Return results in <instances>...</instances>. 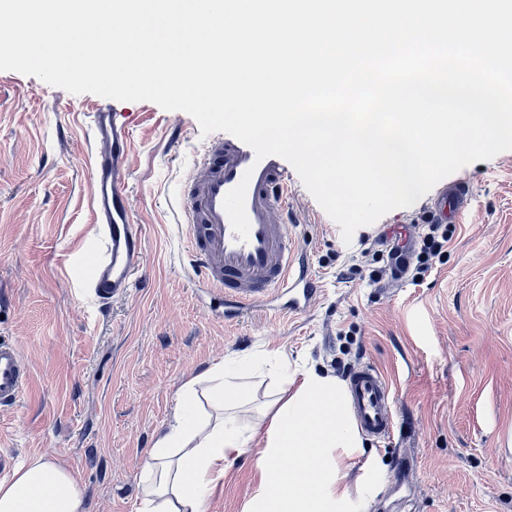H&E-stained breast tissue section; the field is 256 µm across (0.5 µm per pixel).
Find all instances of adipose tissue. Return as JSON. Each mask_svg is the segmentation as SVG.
Returning a JSON list of instances; mask_svg holds the SVG:
<instances>
[{"label":"adipose tissue","mask_w":512,"mask_h":512,"mask_svg":"<svg viewBox=\"0 0 512 512\" xmlns=\"http://www.w3.org/2000/svg\"><path fill=\"white\" fill-rule=\"evenodd\" d=\"M213 413L196 409L197 381L189 379L168 427L160 432L139 478L138 512H205L229 458L261 440V469L270 494L262 512H329L350 500L338 449L355 453L363 438L349 413L345 385L309 369L284 375L259 425L241 426L232 410L248 388L243 369L210 367ZM292 462L280 470L282 459ZM82 489L67 467L34 457L0 481V512H80Z\"/></svg>","instance_id":"1"}]
</instances>
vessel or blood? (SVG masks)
Returning a JSON list of instances; mask_svg holds the SVG:
<instances>
[{
    "label": "vessel or blood",
    "mask_w": 512,
    "mask_h": 512,
    "mask_svg": "<svg viewBox=\"0 0 512 512\" xmlns=\"http://www.w3.org/2000/svg\"><path fill=\"white\" fill-rule=\"evenodd\" d=\"M91 206L99 249L93 250L89 293L98 304L125 297L145 252L144 227L137 221L128 183L133 153L129 122L119 120L109 99H97L89 114ZM248 179L245 209L247 241L234 233L223 207L226 193ZM466 188L457 185L435 203L438 216L459 218ZM185 257L195 277L224 302L225 313L245 312L270 297L282 301L283 316L308 312L321 290L305 247L287 229L292 191L284 159H256L251 147L232 135L211 138L177 196ZM29 369L19 348L0 341V407L19 402ZM350 411L360 428L379 440L391 438L395 423L393 391L373 366L357 368L349 378Z\"/></svg>",
    "instance_id": "b4317fda"
}]
</instances>
